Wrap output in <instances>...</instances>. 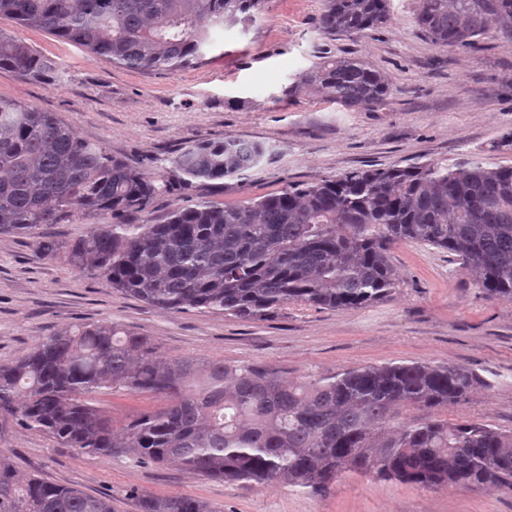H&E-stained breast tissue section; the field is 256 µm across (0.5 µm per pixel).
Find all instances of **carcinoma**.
Segmentation results:
<instances>
[{
  "label": "carcinoma",
  "mask_w": 512,
  "mask_h": 512,
  "mask_svg": "<svg viewBox=\"0 0 512 512\" xmlns=\"http://www.w3.org/2000/svg\"><path fill=\"white\" fill-rule=\"evenodd\" d=\"M263 0H0V15L48 31L114 64L174 73L209 44L207 20L235 23ZM387 0H326L318 28L358 35L384 22ZM417 24L445 48L471 47L496 22L512 28V0H421ZM59 78L57 62L0 32V69ZM313 88L347 110L389 95L379 72L323 56L294 92ZM261 143H185L172 159L185 182L224 180L257 166ZM172 184L147 177L50 112L0 97V233L28 234L79 215L144 213ZM412 240L460 261L489 298L512 301V165L354 170L290 184L246 204L176 207L162 224H96L67 249L78 271L162 311L193 308L258 320L288 302L361 307L386 297L397 275L390 248ZM464 367L389 363L287 382L253 365L168 360L142 336L79 324L0 365V419L39 430L91 457L123 453L176 462L227 482L326 489L357 471L423 489L512 492V432L403 411L467 399ZM103 389L164 402L116 430L95 405ZM137 512H220L190 497L133 494ZM0 512H112L110 500L38 477L0 457Z\"/></svg>",
  "instance_id": "cac0c4a2"
}]
</instances>
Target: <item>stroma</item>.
<instances>
[{
    "label": "stroma",
    "instance_id": "35a3bbf8",
    "mask_svg": "<svg viewBox=\"0 0 512 512\" xmlns=\"http://www.w3.org/2000/svg\"><path fill=\"white\" fill-rule=\"evenodd\" d=\"M325 0H265L255 22L216 27L197 63L170 74L129 69L50 32L0 16V30L55 59L61 77L32 81L0 69V96L53 113L149 177L176 184L139 215H80L43 227L62 244L45 255L33 236L0 233V364L27 355L51 332L107 323L148 339L169 360L255 364L288 380L365 365L423 362L472 369L468 399L442 419L481 420L512 432V301L486 297L456 257L431 246L394 245L398 281L387 297L329 311L288 303L260 320L192 309L163 312L104 279L79 272L64 248L94 224L160 223L178 206L239 204L356 169L472 158L512 165V34L493 24L475 47L442 48L416 23L419 0H389L382 24L361 36L324 35ZM321 56H351L377 68L390 94L372 111H349L313 91L288 88ZM227 137L263 143L268 153L239 178L183 186L171 159L186 142ZM122 427L161 407L157 397L124 390L97 395ZM0 456L19 477L109 497L115 512H135L131 491L189 495L219 512H512V493L422 489L343 473L328 490L282 484H230L175 464L98 458L44 433L0 421Z\"/></svg>",
    "mask_w": 512,
    "mask_h": 512
}]
</instances>
